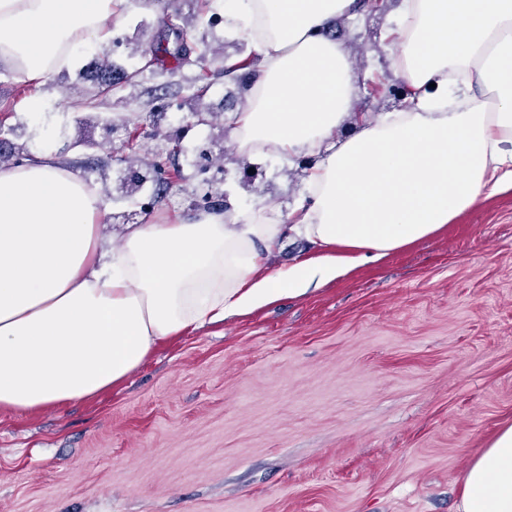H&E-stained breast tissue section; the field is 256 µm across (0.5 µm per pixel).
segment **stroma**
Segmentation results:
<instances>
[{
  "label": "stroma",
  "instance_id": "obj_1",
  "mask_svg": "<svg viewBox=\"0 0 512 512\" xmlns=\"http://www.w3.org/2000/svg\"><path fill=\"white\" fill-rule=\"evenodd\" d=\"M400 0L382 13L338 18L333 36L352 48V109L398 110L366 84L399 77L387 37ZM164 10L128 0L118 30L130 40L159 30ZM195 49L221 43L237 59L252 46L223 24L188 32ZM72 67L17 88L0 67V106L13 141L109 189L104 250L124 224L187 215L191 199L220 192L241 205L300 201L295 161L244 159L221 126L189 127L158 109L148 91L194 72L156 70L125 87L108 110L147 115L160 134L191 146L211 138L221 182L174 185L154 208L121 198L123 165L95 109L72 105L89 87ZM48 105L34 120L27 100ZM251 173H244V166ZM512 425V192L460 216L441 235L363 264L302 297L247 317L163 340L111 391L61 409L0 410V512H459L469 463Z\"/></svg>",
  "mask_w": 512,
  "mask_h": 512
}]
</instances>
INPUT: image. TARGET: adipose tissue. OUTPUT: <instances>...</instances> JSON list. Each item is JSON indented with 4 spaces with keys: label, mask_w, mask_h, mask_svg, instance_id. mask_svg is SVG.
Instances as JSON below:
<instances>
[{
    "label": "adipose tissue",
    "mask_w": 512,
    "mask_h": 512,
    "mask_svg": "<svg viewBox=\"0 0 512 512\" xmlns=\"http://www.w3.org/2000/svg\"><path fill=\"white\" fill-rule=\"evenodd\" d=\"M355 0H224V25L258 59L239 153L314 157L305 196L124 229L100 250L106 205L52 154L0 167V410L98 396L168 337L244 316L439 235L482 199L512 191V0H402L392 34L411 104L347 113L348 53L326 36ZM127 0H0V66L38 85L108 38ZM315 255L269 271L284 239ZM460 512H512V425L468 467Z\"/></svg>",
    "instance_id": "ef3b65f1"
}]
</instances>
